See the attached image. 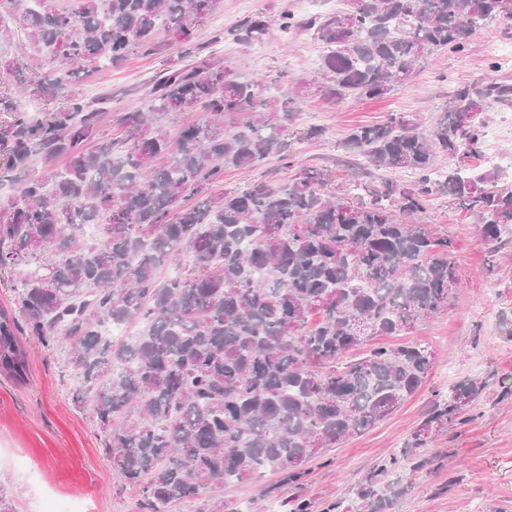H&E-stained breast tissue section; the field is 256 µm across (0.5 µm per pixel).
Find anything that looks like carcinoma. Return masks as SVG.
<instances>
[{"mask_svg":"<svg viewBox=\"0 0 512 512\" xmlns=\"http://www.w3.org/2000/svg\"><path fill=\"white\" fill-rule=\"evenodd\" d=\"M333 16L281 15V32L312 30L327 48L319 73L336 98H379L404 85L441 50L462 53L481 26L512 18V0H346ZM221 0H0V47L25 31L33 53L0 55L7 71L41 97L62 83L55 64L119 65L170 34L180 58L195 27ZM267 22L246 17L234 39L250 44ZM277 103L253 82L202 58L154 79L151 117L128 112L122 133L101 129L102 96L71 94L36 114L0 91V277L13 292L0 305V374L29 380L26 339L64 346L78 388L91 401L112 469L136 489L144 512H222L216 489L266 472L290 481L327 448L373 428L426 381L432 354L419 343L354 347L398 336L444 312L459 285L453 242L409 218L432 196L479 214L480 242L512 243V191L491 168L469 175L438 166L477 152L490 104L512 108V86L485 82L451 97L425 131L392 118L353 127L347 146L377 170L413 175L384 181L368 203L325 191L330 174L305 171L285 185L222 188L224 174L282 148ZM184 112L176 137L165 123ZM62 158V170L54 162ZM41 160L49 174L30 176ZM187 196L194 197L188 206ZM190 263L164 280L160 267ZM137 323L131 338L110 324ZM464 378L439 398L405 441L410 461L483 396ZM392 457L359 487L361 507L384 512L405 492Z\"/></svg>","mask_w":512,"mask_h":512,"instance_id":"cac0c4a2","label":"carcinoma"}]
</instances>
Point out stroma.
Wrapping results in <instances>:
<instances>
[{
	"instance_id": "obj_1",
	"label": "stroma",
	"mask_w": 512,
	"mask_h": 512,
	"mask_svg": "<svg viewBox=\"0 0 512 512\" xmlns=\"http://www.w3.org/2000/svg\"><path fill=\"white\" fill-rule=\"evenodd\" d=\"M298 10V0H222L220 9L196 28L199 57L256 82L263 96L302 90L297 112L285 122L282 153L226 173L225 189L239 191L260 181L280 184L302 170H323L330 173L327 188L336 196L350 203L370 202L383 177L404 183L411 177L356 167L355 154L344 145L351 128L401 116L427 130L458 89L491 80L512 83V55L494 51L497 44H512V19H500L479 28L465 53L433 55L390 95L336 102L320 88L323 48L312 32L278 28L283 13ZM258 15L269 24L268 36L249 45L234 40L236 24ZM178 56L173 40L164 35L154 51L133 54L122 67L76 70L66 76L60 96H26L21 103L35 112L80 93L90 99L108 97L107 108L116 119L144 112L151 79ZM314 127L319 136L307 138ZM418 221L437 225L453 239L460 284L446 312L418 323L406 335L376 337L372 345L427 343L433 367L426 382L373 429L308 462L302 481L267 473L225 486L219 494L224 512H294L303 501L313 512H325L336 500L351 503L363 479L401 450L436 394H447L466 377L488 380L484 396L464 420L450 423L419 452L421 469L403 471L410 487L388 512H512V337L502 330L503 319L512 320V259L483 245L479 216L449 198H430ZM29 368L26 385L0 378V489L12 499L15 512H43L48 497L80 503L91 512H140L137 492L108 460L91 406L73 399L77 381L66 350L32 347Z\"/></svg>"
}]
</instances>
